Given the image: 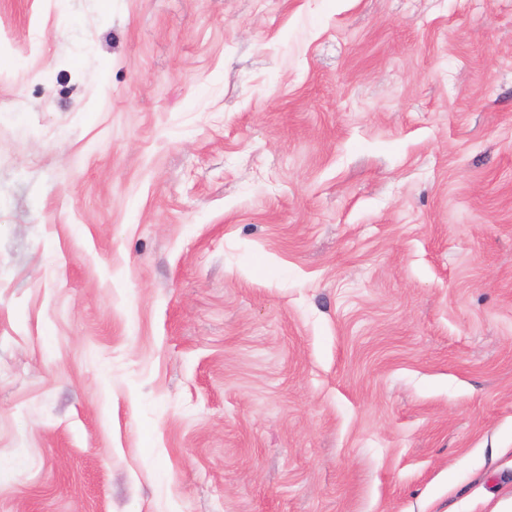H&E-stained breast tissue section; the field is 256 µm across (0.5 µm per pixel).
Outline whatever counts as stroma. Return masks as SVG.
Listing matches in <instances>:
<instances>
[{"label":"stroma","instance_id":"stroma-1","mask_svg":"<svg viewBox=\"0 0 512 512\" xmlns=\"http://www.w3.org/2000/svg\"><path fill=\"white\" fill-rule=\"evenodd\" d=\"M0 512H512V0H0Z\"/></svg>","mask_w":512,"mask_h":512}]
</instances>
